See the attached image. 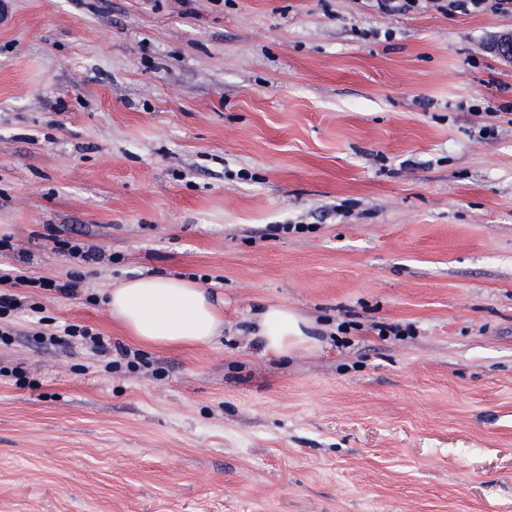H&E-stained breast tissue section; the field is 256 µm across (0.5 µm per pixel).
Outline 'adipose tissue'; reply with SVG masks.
Here are the masks:
<instances>
[{"label": "adipose tissue", "instance_id": "adipose-tissue-1", "mask_svg": "<svg viewBox=\"0 0 512 512\" xmlns=\"http://www.w3.org/2000/svg\"><path fill=\"white\" fill-rule=\"evenodd\" d=\"M106 305L113 319L139 342L152 347L202 345L224 324V301L197 282L167 275L120 281ZM265 351L286 355L314 342L310 325L284 305H271L258 318Z\"/></svg>", "mask_w": 512, "mask_h": 512}]
</instances>
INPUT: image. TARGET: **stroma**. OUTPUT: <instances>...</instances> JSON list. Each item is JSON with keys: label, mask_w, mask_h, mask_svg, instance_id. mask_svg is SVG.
Segmentation results:
<instances>
[{"label": "stroma", "mask_w": 512, "mask_h": 512, "mask_svg": "<svg viewBox=\"0 0 512 512\" xmlns=\"http://www.w3.org/2000/svg\"><path fill=\"white\" fill-rule=\"evenodd\" d=\"M512 13L372 0H0V512H512ZM224 299L156 349L106 288ZM288 306L316 343L264 351ZM109 336L104 372L38 327ZM398 334H380L381 325ZM379 11L385 15H403L420 8V2H435L438 0H373ZM0 257L12 260L18 265H9L7 268H1L0 284H10L16 288L14 291H2L0 289V345L9 346L13 344V336H15L14 328L9 325L6 318H11L18 311L23 310L26 306L24 297L19 290L20 288H40L55 291L61 295L73 294L80 287L82 274L78 272L70 274L65 281L49 280L43 281L35 279L28 275L22 264H26L24 255L15 248L13 237L10 234H0ZM5 319V320H3ZM5 321V323L3 322ZM54 242L62 251L67 252L72 258L78 259L84 265L98 263L99 251L95 246L78 236H67L62 239L54 237Z\"/></svg>", "instance_id": "obj_1"}]
</instances>
